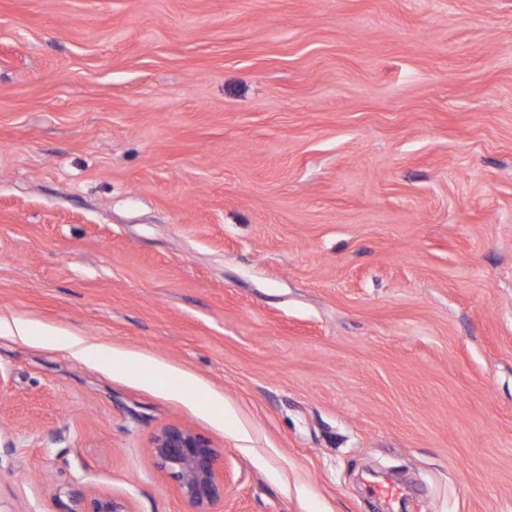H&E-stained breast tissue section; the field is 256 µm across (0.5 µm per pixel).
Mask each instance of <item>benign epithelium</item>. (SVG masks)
Returning <instances> with one entry per match:
<instances>
[{"label": "benign epithelium", "mask_w": 512, "mask_h": 512, "mask_svg": "<svg viewBox=\"0 0 512 512\" xmlns=\"http://www.w3.org/2000/svg\"><path fill=\"white\" fill-rule=\"evenodd\" d=\"M151 453L176 482L190 506L189 512H213V506L224 498L219 454L203 436L183 426L169 425L154 435ZM89 512L131 510L122 499L98 496L91 499Z\"/></svg>", "instance_id": "7a95c632"}]
</instances>
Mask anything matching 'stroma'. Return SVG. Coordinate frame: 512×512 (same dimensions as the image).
I'll list each match as a JSON object with an SVG mask.
<instances>
[{"instance_id":"1","label":"stroma","mask_w":512,"mask_h":512,"mask_svg":"<svg viewBox=\"0 0 512 512\" xmlns=\"http://www.w3.org/2000/svg\"><path fill=\"white\" fill-rule=\"evenodd\" d=\"M0 376V512H512V0H0ZM120 365L127 369H133L139 375L146 377L151 382L162 386H174L173 379L161 367L146 361L118 360ZM151 453L172 478L190 506L188 512H214L224 497V471L219 454L203 436L189 428L169 425L154 435Z\"/></svg>"}]
</instances>
